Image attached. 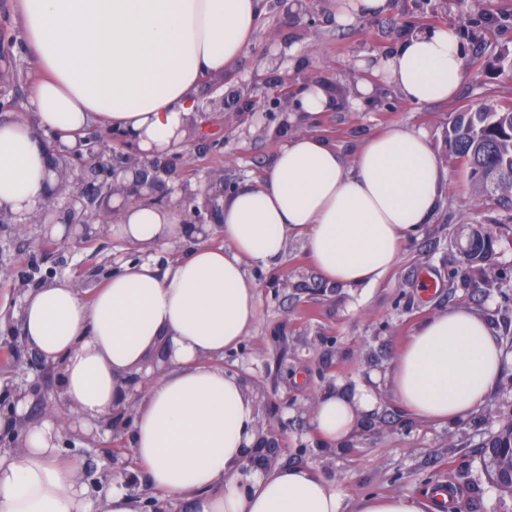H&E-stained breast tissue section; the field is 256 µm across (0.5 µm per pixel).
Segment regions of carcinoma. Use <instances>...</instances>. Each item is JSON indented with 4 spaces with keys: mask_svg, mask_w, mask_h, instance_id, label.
<instances>
[{
    "mask_svg": "<svg viewBox=\"0 0 512 512\" xmlns=\"http://www.w3.org/2000/svg\"><path fill=\"white\" fill-rule=\"evenodd\" d=\"M450 146L486 197L512 207V104L458 114L448 129ZM492 238L473 227L461 253L466 264L490 260ZM493 482L512 494V421L505 422L485 451Z\"/></svg>",
    "mask_w": 512,
    "mask_h": 512,
    "instance_id": "carcinoma-1",
    "label": "carcinoma"
}]
</instances>
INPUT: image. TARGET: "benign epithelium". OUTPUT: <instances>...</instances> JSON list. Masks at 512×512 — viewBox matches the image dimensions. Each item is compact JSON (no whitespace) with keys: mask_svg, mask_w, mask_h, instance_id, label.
I'll return each instance as SVG.
<instances>
[{"mask_svg":"<svg viewBox=\"0 0 512 512\" xmlns=\"http://www.w3.org/2000/svg\"><path fill=\"white\" fill-rule=\"evenodd\" d=\"M283 13L289 19L307 18L315 22L316 6L313 0H280ZM253 85L260 90L255 98L242 101L238 111L245 113L264 112L278 114L280 125H288V115L300 109L299 92L303 85L292 79H282L270 85L259 78H253ZM9 82L0 71V111H13L17 107L15 98L8 95ZM112 142L131 151V154L112 153V160L104 158L99 141L88 136L63 153L49 154V170L72 184L64 202L66 223L71 225L78 239L87 237L88 224L94 219L90 205L98 204L112 213L119 212L125 205L145 198H155L178 169L182 154L172 153L161 159L141 161L134 157L136 149L131 139L119 130H112ZM236 189L232 183L219 182V188L212 185L204 188L191 187L187 182L177 185L181 195L179 216L181 223L192 225L198 232L207 234L206 225L219 220L224 206V196ZM275 445L260 435L255 452L247 459L244 472L265 470L275 459Z\"/></svg>","mask_w":512,"mask_h":512,"instance_id":"7a95c632","label":"benign epithelium"}]
</instances>
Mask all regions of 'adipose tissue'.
Wrapping results in <instances>:
<instances>
[{
  "mask_svg": "<svg viewBox=\"0 0 512 512\" xmlns=\"http://www.w3.org/2000/svg\"><path fill=\"white\" fill-rule=\"evenodd\" d=\"M262 10L263 0H15L40 77L25 117L0 121V210L23 222L48 208L57 184L48 149L73 147L102 125L127 133L143 158L169 155L190 126L204 123L202 80L238 60ZM463 65L459 34L439 26L404 37L372 69L407 100L433 103L455 95ZM443 179L419 130L371 135L349 168L329 139L295 132L261 181L225 198L222 245L172 210L129 204L110 229L137 258L89 300L66 278L25 292L23 338L60 365V392L76 425L91 428L132 406L136 467L172 512H460L442 488L428 498L352 499L307 466L243 474L258 438L254 399L241 375L213 363L257 318L246 264L271 266L298 239L324 280L374 287L430 223ZM187 238L194 248L159 268L153 252ZM160 345L167 369L149 384L134 382ZM502 359L488 321L451 308L410 336L392 364V391L416 418L458 422L485 403ZM377 403L364 383L322 394L311 405L313 431L342 448ZM26 405L20 399L0 412V435L21 443L18 455L0 454V512H141V499L119 487L94 503L76 465L61 457L65 423L47 416L17 429Z\"/></svg>",
  "mask_w": 512,
  "mask_h": 512,
  "instance_id": "1",
  "label": "adipose tissue"
}]
</instances>
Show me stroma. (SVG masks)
<instances>
[{"label":"stroma","mask_w":512,"mask_h":512,"mask_svg":"<svg viewBox=\"0 0 512 512\" xmlns=\"http://www.w3.org/2000/svg\"><path fill=\"white\" fill-rule=\"evenodd\" d=\"M337 4L317 0L318 17L310 23L284 20L278 0H265L250 44L224 74L222 93H242L244 81L256 74L268 81L283 75L319 84L337 106L323 113L314 129L349 161L377 130L423 129L448 173L443 201L430 225L372 288L324 281L296 240L289 241L277 265H246L257 284V320L220 364L250 383L258 422L277 444L278 464L315 467L352 496L418 497L443 484L460 497L464 512H512V496L498 490L483 462L490 434L512 419V209L475 191L448 144L457 113L512 103V0H390L385 15L348 28L336 24ZM440 25L455 28L463 41V79L453 99L416 104L383 82L375 100L351 108L361 63L414 31ZM279 54L286 65L268 70L265 57ZM215 121L222 126L223 149L192 138L180 148L185 166L178 180L194 185L216 172L239 185L260 180L285 131L277 121L265 124L240 115L231 103ZM464 224L491 233L490 266L464 263L456 245ZM134 254L98 219L81 240L52 238L41 224L0 223V407L22 392L28 409L19 426L49 414L66 422L61 455L78 466L95 493L124 481V463L133 456L128 436L108 427L74 426L60 394L58 368L17 340V311L28 289L58 278L74 280L84 298H92ZM458 306L488 320L503 349L502 368L480 409L458 423L430 424L399 406L388 374L421 322ZM362 381L374 382L378 405L357 436L326 454L310 428L308 407L320 393L347 392Z\"/></svg>","instance_id":"stroma-1"}]
</instances>
